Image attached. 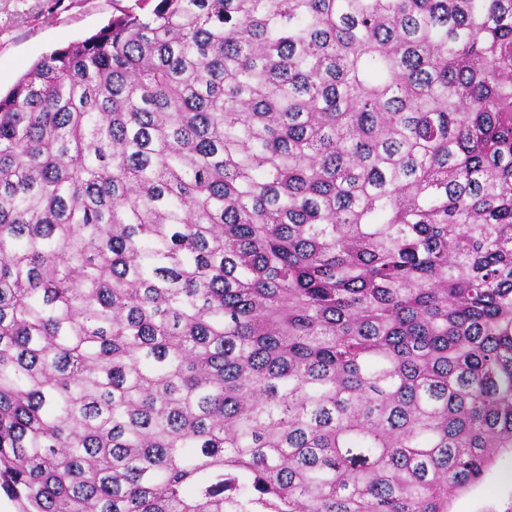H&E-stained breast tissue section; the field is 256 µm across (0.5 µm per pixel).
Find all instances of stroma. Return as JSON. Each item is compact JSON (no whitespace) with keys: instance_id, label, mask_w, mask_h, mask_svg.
Returning <instances> with one entry per match:
<instances>
[{"instance_id":"stroma-1","label":"stroma","mask_w":512,"mask_h":512,"mask_svg":"<svg viewBox=\"0 0 512 512\" xmlns=\"http://www.w3.org/2000/svg\"><path fill=\"white\" fill-rule=\"evenodd\" d=\"M135 0H0V93L42 55L83 40ZM449 512H512V453L500 455L475 486L452 497Z\"/></svg>"}]
</instances>
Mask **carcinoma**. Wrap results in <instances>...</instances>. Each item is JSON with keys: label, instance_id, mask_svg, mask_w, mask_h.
<instances>
[{"label": "carcinoma", "instance_id": "1", "mask_svg": "<svg viewBox=\"0 0 512 512\" xmlns=\"http://www.w3.org/2000/svg\"><path fill=\"white\" fill-rule=\"evenodd\" d=\"M0 97L18 512H448L512 452V0H136Z\"/></svg>", "mask_w": 512, "mask_h": 512}]
</instances>
